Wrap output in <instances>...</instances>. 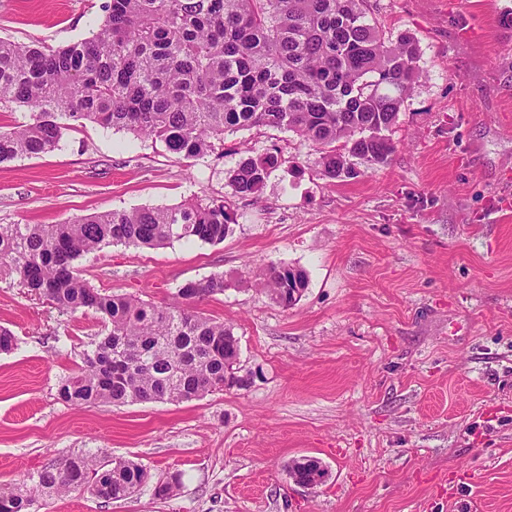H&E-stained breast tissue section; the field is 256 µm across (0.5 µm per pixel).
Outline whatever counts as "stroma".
<instances>
[{
	"mask_svg": "<svg viewBox=\"0 0 512 512\" xmlns=\"http://www.w3.org/2000/svg\"><path fill=\"white\" fill-rule=\"evenodd\" d=\"M107 0H0V39L91 37ZM386 35L412 34L420 82L386 166L324 178L312 148L265 127L186 159L88 123L52 151L0 164V224H60L113 209L220 200L218 244L114 245L78 261L95 288L162 305L182 284H234L201 303L239 340L233 386L188 402L76 407L59 387L106 335L0 276V485L85 453L132 459L127 499L44 498L34 512H512V0H369ZM277 154L254 195L242 154ZM304 269L285 308L245 270ZM319 459L306 488L286 466ZM178 477L173 497L157 482Z\"/></svg>",
	"mask_w": 512,
	"mask_h": 512,
	"instance_id": "35a3bbf8",
	"label": "stroma"
}]
</instances>
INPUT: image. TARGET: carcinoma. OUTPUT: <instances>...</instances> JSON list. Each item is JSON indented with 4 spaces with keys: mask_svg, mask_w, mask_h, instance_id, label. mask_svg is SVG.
Here are the masks:
<instances>
[{
    "mask_svg": "<svg viewBox=\"0 0 512 512\" xmlns=\"http://www.w3.org/2000/svg\"><path fill=\"white\" fill-rule=\"evenodd\" d=\"M92 37L57 48L0 39V108L29 120L0 124V163L56 148L63 132L89 121L204 158L241 130L293 133L319 153L321 175L350 176L351 159L388 162L405 98L419 80L410 34L385 39L367 0H110ZM344 141L343 148L336 142ZM278 157L240 158L236 194L258 192ZM234 214L224 201L112 210L62 224H0V273L56 308L92 310L109 334L60 386L75 405L180 402L224 390L239 358L232 326L182 303L157 306L102 292L77 260L111 245L154 248L172 241L221 243ZM271 299L301 295L305 270L269 263L256 274ZM213 275L177 296L203 301L232 286ZM149 474L130 459L70 458L0 486V512H30L35 497L89 490L107 502L132 495Z\"/></svg>",
    "mask_w": 512,
    "mask_h": 512,
    "instance_id": "cac0c4a2",
    "label": "carcinoma"
}]
</instances>
